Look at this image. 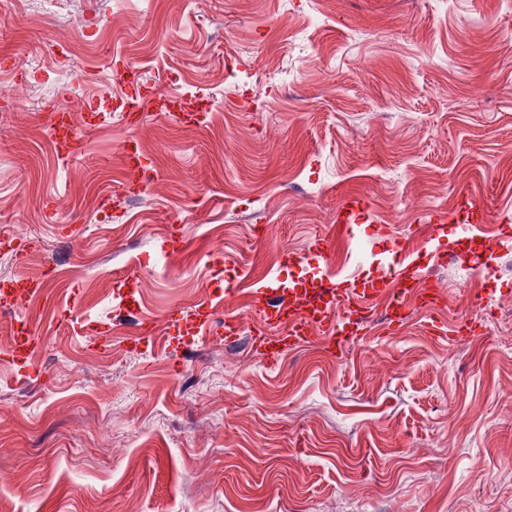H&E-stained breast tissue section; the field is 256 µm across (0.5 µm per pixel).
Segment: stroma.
Returning <instances> with one entry per match:
<instances>
[{"mask_svg": "<svg viewBox=\"0 0 512 512\" xmlns=\"http://www.w3.org/2000/svg\"><path fill=\"white\" fill-rule=\"evenodd\" d=\"M264 68H256V59ZM129 65L159 89L139 129ZM485 97L473 95L476 86ZM79 155L44 115L62 96ZM170 97L199 100L175 118ZM137 138L154 177L122 187ZM492 226L463 229L458 201ZM370 220L322 256L339 206ZM447 213L431 233L419 218ZM0 281L46 278L29 371L0 335V512H512V0H0ZM387 233H380V226ZM501 239L481 305L457 252ZM291 259H273L279 241ZM412 253L443 304L270 363L249 343L250 290L353 287ZM240 336L173 350L94 345L118 274L144 313L209 300L234 268ZM478 318L471 341L450 330ZM458 217L463 224L470 226L486 223V209L483 201L473 196H464L457 208Z\"/></svg>", "mask_w": 512, "mask_h": 512, "instance_id": "obj_1", "label": "stroma"}]
</instances>
